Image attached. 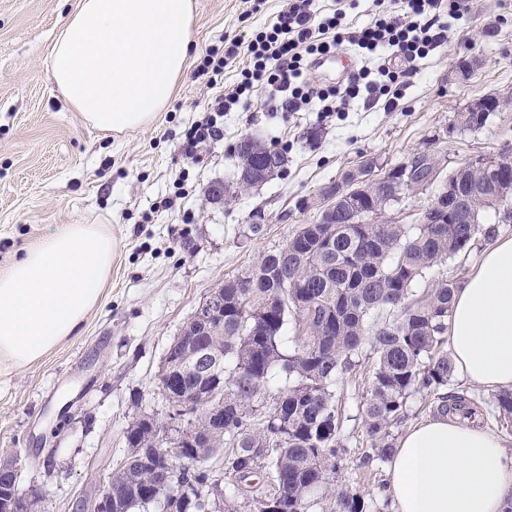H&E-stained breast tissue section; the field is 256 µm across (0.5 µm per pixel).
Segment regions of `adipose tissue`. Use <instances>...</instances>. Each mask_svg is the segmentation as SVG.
<instances>
[{"mask_svg":"<svg viewBox=\"0 0 512 512\" xmlns=\"http://www.w3.org/2000/svg\"><path fill=\"white\" fill-rule=\"evenodd\" d=\"M194 10V0H80L49 54L66 103L104 133L151 123L186 68ZM114 248L102 225L66 224L0 273V366H28L79 335ZM447 336L468 383L512 389L511 236L494 237L456 292ZM387 474L396 512H503L512 497V452L448 414L408 430Z\"/></svg>","mask_w":512,"mask_h":512,"instance_id":"ef3b65f1","label":"adipose tissue"}]
</instances>
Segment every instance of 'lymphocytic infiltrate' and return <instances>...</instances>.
Instances as JSON below:
<instances>
[{"mask_svg": "<svg viewBox=\"0 0 512 512\" xmlns=\"http://www.w3.org/2000/svg\"><path fill=\"white\" fill-rule=\"evenodd\" d=\"M459 9V0H402L400 14L379 17L372 25L351 32L344 23L345 7L323 16L313 11L312 0H284L276 22L255 32L249 42L234 39L223 56L204 57L197 72L212 85L237 57H244L245 62L237 83L218 94L207 114L185 128L184 155L193 157L200 145L218 138L219 120L225 112L247 110L262 91L277 111L298 112L317 101L326 118L348 110L357 100H380L409 77L410 64L447 44L448 24L443 17L456 15ZM345 42L356 46L364 60L357 72L337 86H316L305 79L308 64L335 53ZM380 56L400 60L401 65H375Z\"/></svg>", "mask_w": 512, "mask_h": 512, "instance_id": "1", "label": "lymphocytic infiltrate"}]
</instances>
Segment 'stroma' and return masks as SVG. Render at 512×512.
<instances>
[{
    "instance_id": "1",
    "label": "stroma",
    "mask_w": 512,
    "mask_h": 512,
    "mask_svg": "<svg viewBox=\"0 0 512 512\" xmlns=\"http://www.w3.org/2000/svg\"><path fill=\"white\" fill-rule=\"evenodd\" d=\"M195 3L196 44L169 105L145 127L104 134L63 101L49 66L78 0H0V270L62 224H102L116 242L102 302L81 335L29 366L0 369V452L17 454L20 487L36 494L32 512H87L83 501L128 451V423L142 415L168 422L160 366L199 303L316 223L327 187L347 170L369 158L387 168L427 151L448 173L512 149V107L480 129L455 125L478 99L512 98V0H468L447 45L397 87V110L357 101L324 120L317 105L272 112L260 96L248 111L225 113L222 136L186 159L184 128L239 77L229 64L212 89L197 78L198 65L223 53L226 40L250 39L282 6ZM246 137L283 149L287 165L233 198L211 200L213 184L234 186L235 150ZM480 226L467 250L414 284L416 293L446 276L466 279L488 244L484 229L512 235V210H486ZM369 376L365 363L336 384L348 450L340 479L379 512H394L379 491L387 463L363 461Z\"/></svg>"
}]
</instances>
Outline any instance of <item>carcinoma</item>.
<instances>
[{"label":"carcinoma","mask_w":512,"mask_h":512,"mask_svg":"<svg viewBox=\"0 0 512 512\" xmlns=\"http://www.w3.org/2000/svg\"><path fill=\"white\" fill-rule=\"evenodd\" d=\"M461 194L474 214L486 207L489 190L480 171L466 169ZM481 232L480 224H305L290 239L295 254H265L244 276L224 282V319L203 326L192 322L201 344L223 358L216 377L205 382L187 374L170 385L176 397L204 393L224 384V435L208 448H183L187 464L179 469L186 485L184 512H207L206 492L217 482L202 466L224 455V512H239L238 498L250 512H368L362 495L339 481L347 449L341 443L344 420L338 409L339 376L361 364L364 347L373 358L362 424L371 460H387L395 451L391 427L406 412L413 393L448 386L455 366L445 336L448 314L459 282L443 278L415 297L413 285L426 271L464 250ZM250 298L265 313L241 307ZM297 315L304 335L285 347L284 326ZM288 382L272 394L278 378ZM493 409L502 424L512 423V390L485 399L466 393L441 398L450 415L484 414ZM190 430H207L210 403L189 412ZM169 430L154 431L137 418L128 424V448L156 457L167 451ZM124 478L112 485V512H167L165 490L155 469L125 455Z\"/></svg>","instance_id":"carcinoma-1"}]
</instances>
